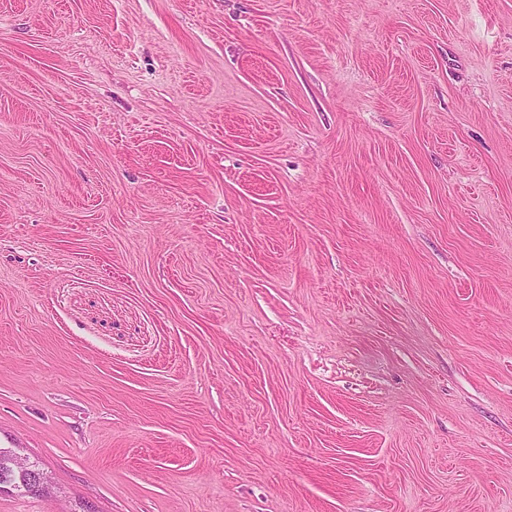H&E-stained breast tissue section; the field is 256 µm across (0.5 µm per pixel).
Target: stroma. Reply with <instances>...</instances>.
I'll return each mask as SVG.
<instances>
[{
    "mask_svg": "<svg viewBox=\"0 0 512 512\" xmlns=\"http://www.w3.org/2000/svg\"><path fill=\"white\" fill-rule=\"evenodd\" d=\"M0 512H512V0H0ZM12 465L16 471L28 476V492L40 496H51L54 494L52 484L46 474L34 467L33 462L27 457L15 452Z\"/></svg>",
    "mask_w": 512,
    "mask_h": 512,
    "instance_id": "1",
    "label": "stroma"
}]
</instances>
